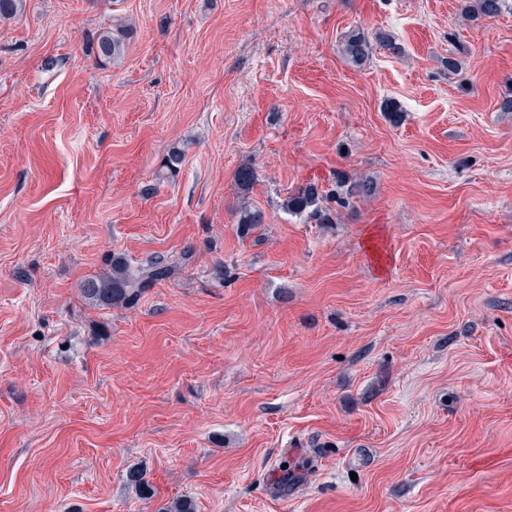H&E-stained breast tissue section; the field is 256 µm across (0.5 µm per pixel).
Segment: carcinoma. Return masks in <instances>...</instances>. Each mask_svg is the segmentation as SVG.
Returning <instances> with one entry per match:
<instances>
[{"label": "carcinoma", "instance_id": "obj_1", "mask_svg": "<svg viewBox=\"0 0 512 512\" xmlns=\"http://www.w3.org/2000/svg\"><path fill=\"white\" fill-rule=\"evenodd\" d=\"M26 0H0V21L18 17L25 10ZM509 7L508 0H464L461 17L475 22L495 19ZM128 31L122 24L106 28L97 36L96 54L103 63H115L125 53ZM370 40L358 31L351 32L344 43V52L352 61L360 62L372 54ZM184 153L176 148L169 152L157 178L174 175L183 163ZM376 185L368 179L356 180L346 173L336 174L332 188L324 190L315 182H305L289 191L281 208L290 215L304 217L317 224L336 223V208H347L355 199H367L375 194ZM177 265L163 257L133 268L121 259L112 261V268L81 284L82 297L102 306H129L138 301L155 284L171 278Z\"/></svg>", "mask_w": 512, "mask_h": 512}]
</instances>
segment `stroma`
Listing matches in <instances>:
<instances>
[{
  "mask_svg": "<svg viewBox=\"0 0 512 512\" xmlns=\"http://www.w3.org/2000/svg\"><path fill=\"white\" fill-rule=\"evenodd\" d=\"M461 3L26 0L0 22V512H512V11ZM354 30L396 47L354 64ZM340 171L375 194L333 224L281 209ZM157 254L180 269L135 306L83 301ZM291 448L311 468L284 502ZM509 7L508 0H464L461 17L475 22L481 19H495ZM128 35L126 25L122 24L100 31L96 42L97 58L105 64L117 62L125 53Z\"/></svg>",
  "mask_w": 512,
  "mask_h": 512,
  "instance_id": "obj_1",
  "label": "stroma"
}]
</instances>
